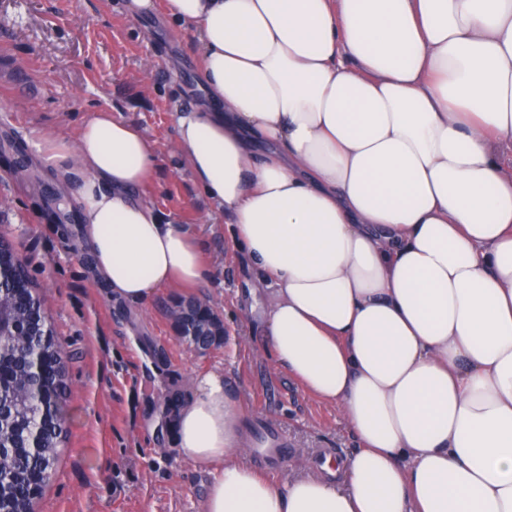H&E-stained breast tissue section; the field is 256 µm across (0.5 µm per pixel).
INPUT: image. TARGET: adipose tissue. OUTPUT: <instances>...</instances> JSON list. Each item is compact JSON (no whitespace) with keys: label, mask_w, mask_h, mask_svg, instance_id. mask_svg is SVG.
Returning <instances> with one entry per match:
<instances>
[{"label":"adipose tissue","mask_w":512,"mask_h":512,"mask_svg":"<svg viewBox=\"0 0 512 512\" xmlns=\"http://www.w3.org/2000/svg\"><path fill=\"white\" fill-rule=\"evenodd\" d=\"M200 97L175 115L196 185L264 285L268 350L338 407V479L246 458L224 373L171 413L214 466L205 512H512V0H168ZM79 187L112 299L211 276L195 229L137 199L157 152L91 113L34 142Z\"/></svg>","instance_id":"ef3b65f1"}]
</instances>
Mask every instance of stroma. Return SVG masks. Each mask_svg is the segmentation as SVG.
I'll use <instances>...</instances> for the list:
<instances>
[{
	"mask_svg": "<svg viewBox=\"0 0 512 512\" xmlns=\"http://www.w3.org/2000/svg\"><path fill=\"white\" fill-rule=\"evenodd\" d=\"M191 39L160 13L127 18L123 0H0V237L45 298L69 383L63 446L36 512H204L211 469L179 458L170 419L193 372L223 371L246 437H268L248 459L275 483L318 474L324 449L342 459L356 446L336 407L274 362L250 263L175 147V111L197 101ZM98 110L154 142L158 167L138 196L205 240L212 277L200 287L163 288L140 306L109 300L91 279L77 189L38 164L31 143L76 139ZM188 299L223 323L218 346L181 341L171 312ZM277 432L288 439L284 462Z\"/></svg>",
	"mask_w": 512,
	"mask_h": 512,
	"instance_id": "obj_1",
	"label": "stroma"
}]
</instances>
